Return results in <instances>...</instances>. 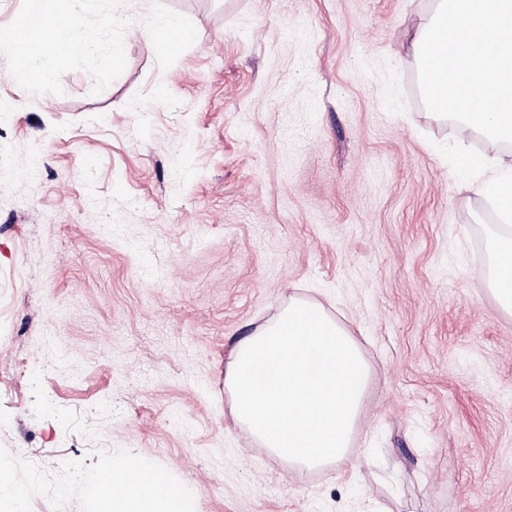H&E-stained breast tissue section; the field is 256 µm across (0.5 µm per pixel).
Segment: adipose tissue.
I'll return each instance as SVG.
<instances>
[{
  "instance_id": "adipose-tissue-1",
  "label": "adipose tissue",
  "mask_w": 512,
  "mask_h": 512,
  "mask_svg": "<svg viewBox=\"0 0 512 512\" xmlns=\"http://www.w3.org/2000/svg\"><path fill=\"white\" fill-rule=\"evenodd\" d=\"M452 178L464 189L494 200L505 218H512V154L498 158L471 151L445 156ZM496 263L493 288L501 304L512 308V238H490ZM156 467L143 461L128 466L124 461L103 459L90 477V494L96 512H191L192 491L168 482L156 488Z\"/></svg>"
}]
</instances>
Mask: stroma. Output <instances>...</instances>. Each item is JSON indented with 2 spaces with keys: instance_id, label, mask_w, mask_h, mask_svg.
Wrapping results in <instances>:
<instances>
[{
  "instance_id": "35a3bbf8",
  "label": "stroma",
  "mask_w": 512,
  "mask_h": 512,
  "mask_svg": "<svg viewBox=\"0 0 512 512\" xmlns=\"http://www.w3.org/2000/svg\"><path fill=\"white\" fill-rule=\"evenodd\" d=\"M433 0H126V67L32 96L0 59V466L29 512H92L100 456L165 469L194 512H512L501 231L421 99ZM191 38L169 53L153 22ZM372 379L356 465L278 460L224 390L289 300ZM187 30H192V23L188 18L177 15H159L155 24L157 46L166 50L169 45L176 46L179 42H174L171 35L174 32ZM490 251L494 259V292L501 304L510 310L512 308V238L491 236Z\"/></svg>"
}]
</instances>
